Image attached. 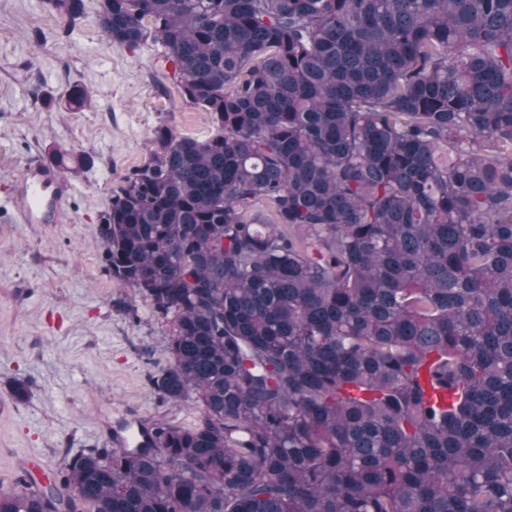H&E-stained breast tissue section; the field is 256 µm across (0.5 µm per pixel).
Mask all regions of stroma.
Masks as SVG:
<instances>
[{
	"instance_id": "35a3bbf8",
	"label": "stroma",
	"mask_w": 512,
	"mask_h": 512,
	"mask_svg": "<svg viewBox=\"0 0 512 512\" xmlns=\"http://www.w3.org/2000/svg\"><path fill=\"white\" fill-rule=\"evenodd\" d=\"M85 5L66 32L48 0H0V396L28 388L0 419V491L48 486L65 458L115 447L130 423L201 416L154 392L169 326L113 281L96 228L124 174L147 163L157 126L196 138L216 128L182 98L160 44L112 46L99 0ZM75 84L90 103L71 110ZM55 149L92 163L61 168L73 192L58 223H20L8 195L32 157Z\"/></svg>"
}]
</instances>
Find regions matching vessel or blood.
<instances>
[{
  "mask_svg": "<svg viewBox=\"0 0 512 512\" xmlns=\"http://www.w3.org/2000/svg\"><path fill=\"white\" fill-rule=\"evenodd\" d=\"M70 190L53 166L35 158L28 162L12 201L22 223L53 224L58 222Z\"/></svg>",
  "mask_w": 512,
  "mask_h": 512,
  "instance_id": "b4317fda",
  "label": "vessel or blood"
}]
</instances>
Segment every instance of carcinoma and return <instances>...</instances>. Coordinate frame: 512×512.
<instances>
[{
	"instance_id": "1",
	"label": "carcinoma",
	"mask_w": 512,
	"mask_h": 512,
	"mask_svg": "<svg viewBox=\"0 0 512 512\" xmlns=\"http://www.w3.org/2000/svg\"><path fill=\"white\" fill-rule=\"evenodd\" d=\"M97 24L161 44L217 128L156 127L97 226L169 324L154 392L202 416L0 512H512V0H101Z\"/></svg>"
}]
</instances>
